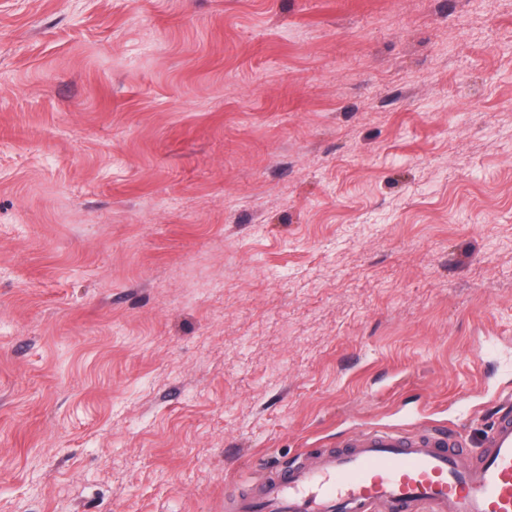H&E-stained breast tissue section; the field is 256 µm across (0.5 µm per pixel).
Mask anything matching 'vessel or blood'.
<instances>
[{"instance_id":"1","label":"vessel or blood","mask_w":512,"mask_h":512,"mask_svg":"<svg viewBox=\"0 0 512 512\" xmlns=\"http://www.w3.org/2000/svg\"><path fill=\"white\" fill-rule=\"evenodd\" d=\"M225 512H512V408L478 454L457 433L373 428L224 494Z\"/></svg>"}]
</instances>
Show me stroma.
<instances>
[{"instance_id": "1", "label": "stroma", "mask_w": 512, "mask_h": 512, "mask_svg": "<svg viewBox=\"0 0 512 512\" xmlns=\"http://www.w3.org/2000/svg\"><path fill=\"white\" fill-rule=\"evenodd\" d=\"M508 395L512 0H0V512Z\"/></svg>"}]
</instances>
